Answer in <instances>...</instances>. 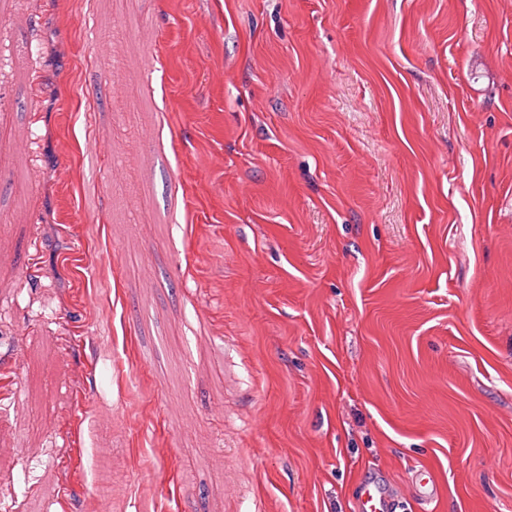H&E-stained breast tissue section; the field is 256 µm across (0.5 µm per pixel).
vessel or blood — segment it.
<instances>
[{
    "instance_id": "b4317fda",
    "label": "vessel or blood",
    "mask_w": 512,
    "mask_h": 512,
    "mask_svg": "<svg viewBox=\"0 0 512 512\" xmlns=\"http://www.w3.org/2000/svg\"><path fill=\"white\" fill-rule=\"evenodd\" d=\"M437 493V482L427 470H416L409 493L396 492L377 480L358 486L356 512H406L408 500L432 501Z\"/></svg>"
}]
</instances>
